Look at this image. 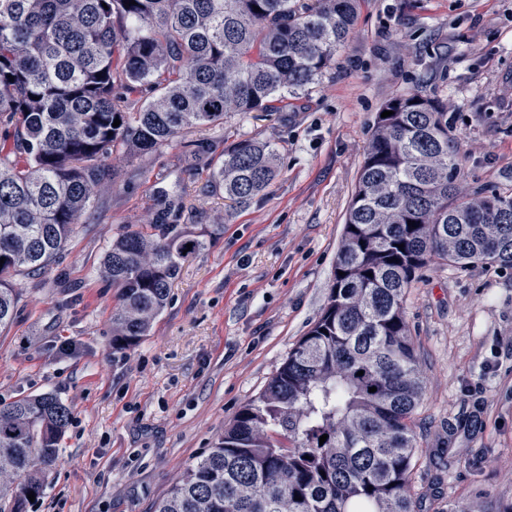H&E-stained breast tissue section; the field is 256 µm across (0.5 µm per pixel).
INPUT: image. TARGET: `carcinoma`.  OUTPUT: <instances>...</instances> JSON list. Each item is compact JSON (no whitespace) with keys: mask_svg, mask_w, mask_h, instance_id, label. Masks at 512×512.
I'll return each mask as SVG.
<instances>
[{"mask_svg":"<svg viewBox=\"0 0 512 512\" xmlns=\"http://www.w3.org/2000/svg\"><path fill=\"white\" fill-rule=\"evenodd\" d=\"M125 2L0 0V329L14 320L13 278L48 272L119 177L113 155L146 159L185 131L275 111L348 42L358 0ZM383 110L393 115L372 125L320 317L154 512H420L412 421L425 381L407 290L435 259L512 268V192L458 193L441 102L401 95ZM278 175L273 144L250 137L211 163L240 208ZM167 214L103 257L117 349L147 335L212 235ZM69 420L52 394L0 407V512L41 496Z\"/></svg>","mask_w":512,"mask_h":512,"instance_id":"obj_1","label":"carcinoma"}]
</instances>
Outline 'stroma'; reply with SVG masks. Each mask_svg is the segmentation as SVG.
<instances>
[{
  "label": "stroma",
  "instance_id": "obj_1",
  "mask_svg": "<svg viewBox=\"0 0 512 512\" xmlns=\"http://www.w3.org/2000/svg\"><path fill=\"white\" fill-rule=\"evenodd\" d=\"M405 94L447 105L462 193L512 189V0H360L329 68L277 111L231 115L141 163L112 156L118 179L47 274L14 280L0 331V406L52 392L72 412L30 512H153L257 397L322 312L374 118ZM244 136L273 143L280 176L239 209L188 144L207 139L218 157ZM162 193L169 223L217 234L147 336L116 350L102 259L125 227L156 223ZM405 313L425 376L422 512H512V268L434 261Z\"/></svg>",
  "mask_w": 512,
  "mask_h": 512
}]
</instances>
